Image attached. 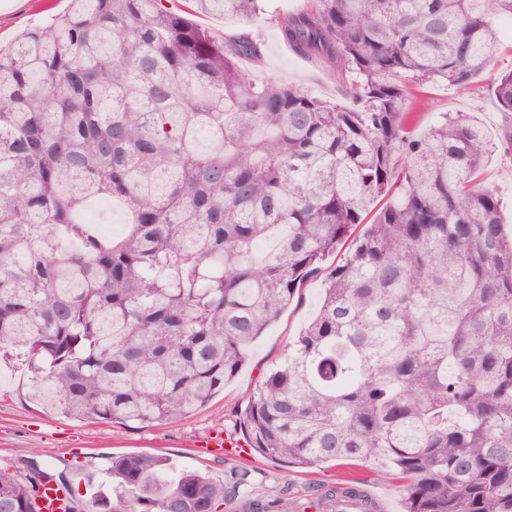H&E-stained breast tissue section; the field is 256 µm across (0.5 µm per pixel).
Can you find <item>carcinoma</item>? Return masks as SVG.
Returning a JSON list of instances; mask_svg holds the SVG:
<instances>
[{
	"mask_svg": "<svg viewBox=\"0 0 512 512\" xmlns=\"http://www.w3.org/2000/svg\"><path fill=\"white\" fill-rule=\"evenodd\" d=\"M251 21L263 0H193ZM512 0H308L277 19L342 101L241 62L165 0H69L0 47V358L30 398L82 420L149 426L207 406L295 295L314 317L251 393V451L293 468L374 461L403 512H512V238L480 179L491 139L466 112L424 132L408 88L466 87ZM512 112V70L494 84ZM122 203L119 239L81 219ZM88 479L97 512H221L230 488L148 454ZM44 483L0 468V512ZM255 498L249 512H336Z\"/></svg>",
	"mask_w": 512,
	"mask_h": 512,
	"instance_id": "carcinoma-1",
	"label": "carcinoma"
}]
</instances>
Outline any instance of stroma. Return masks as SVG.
Listing matches in <instances>:
<instances>
[{
    "label": "stroma",
    "mask_w": 512,
    "mask_h": 512,
    "mask_svg": "<svg viewBox=\"0 0 512 512\" xmlns=\"http://www.w3.org/2000/svg\"><path fill=\"white\" fill-rule=\"evenodd\" d=\"M308 0H267L261 18L240 24L220 16H201L197 22L215 37L246 26L264 45L260 62H244L254 77L299 85L326 99H339V80L327 69L315 66L294 54L278 34L277 20L298 12ZM68 0H5L0 5V42L9 43L21 31L40 24L49 16L63 13ZM500 48L471 87L460 89L444 83L414 90L407 110L417 131L435 124L442 113H474L488 130L495 145L483 171L485 184L497 193L507 233H512V114L500 111L493 86L503 70L512 69V18L497 19ZM321 280L308 283L271 326L265 336L248 350V360L238 375L227 382L210 404L188 417L149 426L121 422L90 423L46 410L26 397L29 378L20 361L0 364V467L26 474L38 466L52 474H65L76 487H84L88 476H101L112 456L132 452L160 454L178 467L206 473L218 482L232 474L246 473L248 494L255 497H284L301 503L316 499L336 482L354 478L375 488L386 503V512H402L397 482L379 478L371 461L353 464H321L310 469L287 467L256 454L225 456L223 449L211 446L217 435H234L235 423L247 405L248 397L265 373L280 358L289 340L314 314Z\"/></svg>",
    "instance_id": "stroma-1"
}]
</instances>
